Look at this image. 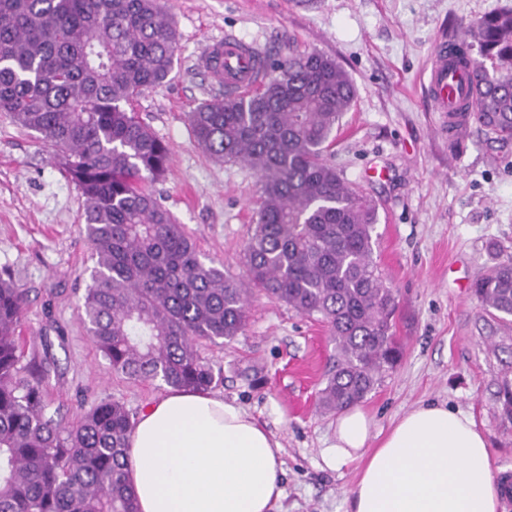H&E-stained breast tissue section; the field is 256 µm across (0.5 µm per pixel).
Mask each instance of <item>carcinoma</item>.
<instances>
[{
	"mask_svg": "<svg viewBox=\"0 0 512 512\" xmlns=\"http://www.w3.org/2000/svg\"><path fill=\"white\" fill-rule=\"evenodd\" d=\"M451 65L470 70L471 112L448 113V140L475 127L512 141V9L450 35ZM177 47L159 0H0V112L39 133L85 202L94 265L83 321L112 371L207 391L222 375L199 342H232L254 287L328 326L336 354L320 408L362 402L402 356L397 296L373 259L378 210L324 153L355 90L319 52L270 64L264 88L215 96L189 114L199 147L257 175L261 204L244 250L248 282L201 260L148 190L169 167L167 145L133 101L171 73ZM472 284L480 305L512 317V255ZM24 292L0 276V512H137L123 403L73 422L47 411L40 376L22 364Z\"/></svg>",
	"mask_w": 512,
	"mask_h": 512,
	"instance_id": "1",
	"label": "carcinoma"
}]
</instances>
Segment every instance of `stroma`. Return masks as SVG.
I'll use <instances>...</instances> for the list:
<instances>
[{
    "instance_id": "35a3bbf8",
    "label": "stroma",
    "mask_w": 512,
    "mask_h": 512,
    "mask_svg": "<svg viewBox=\"0 0 512 512\" xmlns=\"http://www.w3.org/2000/svg\"><path fill=\"white\" fill-rule=\"evenodd\" d=\"M178 49L160 85L133 109L171 151L152 193L204 260L246 276L243 250L261 190L252 170L217 162L198 146L189 112L222 94L199 66L210 39L232 32L271 58L323 53L356 95L325 158L378 204L374 260L399 301L403 357L362 406L385 432L411 409L438 402L471 415L488 436L493 472L512 473V420L500 390L512 383V321L472 294L489 242L512 253V142L470 129L451 146L425 102L426 66L438 36L512 0H161ZM84 198L39 134L0 112V270L24 288L19 342L44 376L50 411L75 421L117 400L141 414L166 393L159 382L112 371L92 343L80 306L90 282ZM225 399L251 412L282 445L279 512H348L360 465L334 468L335 414L319 407L335 354L327 327L261 293L230 343L200 342Z\"/></svg>"
}]
</instances>
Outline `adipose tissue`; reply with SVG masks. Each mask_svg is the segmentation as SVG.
<instances>
[{
	"instance_id": "ef3b65f1",
	"label": "adipose tissue",
	"mask_w": 512,
	"mask_h": 512,
	"mask_svg": "<svg viewBox=\"0 0 512 512\" xmlns=\"http://www.w3.org/2000/svg\"><path fill=\"white\" fill-rule=\"evenodd\" d=\"M137 512H276L281 444L222 395L169 389L129 440ZM489 439L466 413L429 403L382 438L360 408L337 416L328 465L361 461L350 512H499Z\"/></svg>"
}]
</instances>
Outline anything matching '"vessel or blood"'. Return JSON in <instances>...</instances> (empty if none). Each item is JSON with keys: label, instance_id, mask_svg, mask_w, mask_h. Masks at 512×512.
<instances>
[{"label": "vessel or blood", "instance_id": "1", "mask_svg": "<svg viewBox=\"0 0 512 512\" xmlns=\"http://www.w3.org/2000/svg\"><path fill=\"white\" fill-rule=\"evenodd\" d=\"M447 45H438L431 59L429 71V104L432 111L448 114L466 98L469 78L448 66ZM203 63L210 75L224 85L233 97H240L264 81L260 56L253 46L234 33H225L223 39L209 46Z\"/></svg>", "mask_w": 512, "mask_h": 512}]
</instances>
